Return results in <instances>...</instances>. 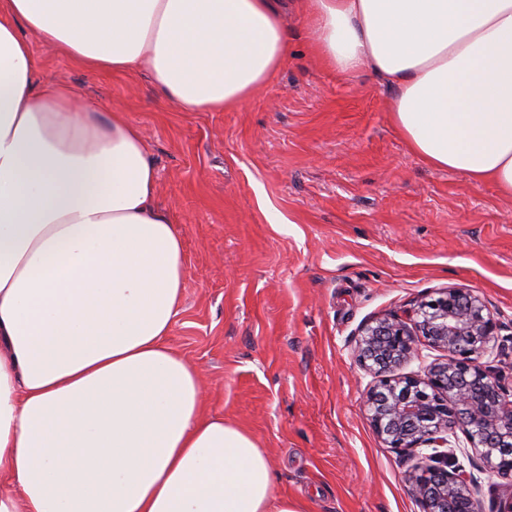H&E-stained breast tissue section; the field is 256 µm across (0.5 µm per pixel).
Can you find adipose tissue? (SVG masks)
<instances>
[{
    "instance_id": "1",
    "label": "adipose tissue",
    "mask_w": 512,
    "mask_h": 512,
    "mask_svg": "<svg viewBox=\"0 0 512 512\" xmlns=\"http://www.w3.org/2000/svg\"><path fill=\"white\" fill-rule=\"evenodd\" d=\"M330 70L371 71L409 149L512 198V0H294ZM281 0H0V512H307L206 414L167 343L187 269L138 127L35 79L20 29L185 112L288 55Z\"/></svg>"
}]
</instances>
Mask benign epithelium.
<instances>
[{"label":"benign epithelium","instance_id":"obj_1","mask_svg":"<svg viewBox=\"0 0 512 512\" xmlns=\"http://www.w3.org/2000/svg\"><path fill=\"white\" fill-rule=\"evenodd\" d=\"M498 329L475 290L446 288L401 314L370 321L355 341L359 365L375 379L364 411L376 434L409 457L423 446L435 449L405 475L423 512H448L451 500L477 504L472 478L452 449L457 428L485 471L512 474V400L487 359ZM421 340L448 357L417 374L398 373Z\"/></svg>","mask_w":512,"mask_h":512}]
</instances>
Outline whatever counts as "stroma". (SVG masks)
Wrapping results in <instances>:
<instances>
[{"mask_svg": "<svg viewBox=\"0 0 512 512\" xmlns=\"http://www.w3.org/2000/svg\"><path fill=\"white\" fill-rule=\"evenodd\" d=\"M285 26V64L225 112L180 111L148 70L91 72L24 37L37 80L140 128L184 240L168 343L205 410L265 448L275 495L308 512H421L409 460L365 416L373 378L355 340L377 316L473 289L501 324L493 350L512 389V199L424 162L390 120L388 88L320 63L301 14Z\"/></svg>", "mask_w": 512, "mask_h": 512, "instance_id": "stroma-1", "label": "stroma"}]
</instances>
